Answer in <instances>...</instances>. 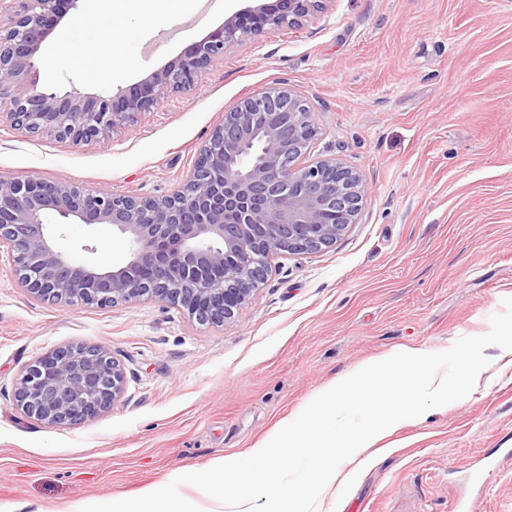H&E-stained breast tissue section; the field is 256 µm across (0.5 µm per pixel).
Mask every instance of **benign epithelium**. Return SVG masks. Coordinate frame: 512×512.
Instances as JSON below:
<instances>
[{
    "label": "benign epithelium",
    "instance_id": "benign-epithelium-1",
    "mask_svg": "<svg viewBox=\"0 0 512 512\" xmlns=\"http://www.w3.org/2000/svg\"><path fill=\"white\" fill-rule=\"evenodd\" d=\"M78 0H0V118L27 133L79 144L105 140L171 92L191 94L224 50L265 27L291 30L334 0H275L238 11L206 38L114 94L39 87L35 58ZM310 108L280 83L224 114L182 188L160 197L87 193L40 177L0 178V249L34 297L63 306H106L143 297L222 323L251 298L273 258L330 247L354 223L366 193L339 161L303 165L315 139ZM112 227L128 260L77 264L58 250L44 217ZM125 373L84 344L44 354L20 375L16 406L51 428L90 422L118 402Z\"/></svg>",
    "mask_w": 512,
    "mask_h": 512
}]
</instances>
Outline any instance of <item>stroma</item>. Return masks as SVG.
<instances>
[{
	"label": "stroma",
	"instance_id": "35a3bbf8",
	"mask_svg": "<svg viewBox=\"0 0 512 512\" xmlns=\"http://www.w3.org/2000/svg\"><path fill=\"white\" fill-rule=\"evenodd\" d=\"M265 0H188L131 27L118 79L60 47L92 0H78L35 61L48 89L134 87L234 12ZM311 109L306 158L335 159L368 192L329 248L281 254L235 317L198 324L142 298L60 306L29 295L0 257V505L60 512L85 498L135 495L179 468L210 465L272 438L322 390L402 348L430 353L480 336L512 297V0H334L297 30L227 48L189 95L105 141L75 144L0 121V178L61 180L87 192L161 196L182 185L225 112L279 82ZM59 250L83 245L122 264L108 226L48 215ZM66 344L107 350L123 398L94 421L50 428L23 416V369ZM490 359L466 397L427 411L367 465L348 494L331 483L320 512H512V350Z\"/></svg>",
	"mask_w": 512,
	"mask_h": 512
}]
</instances>
